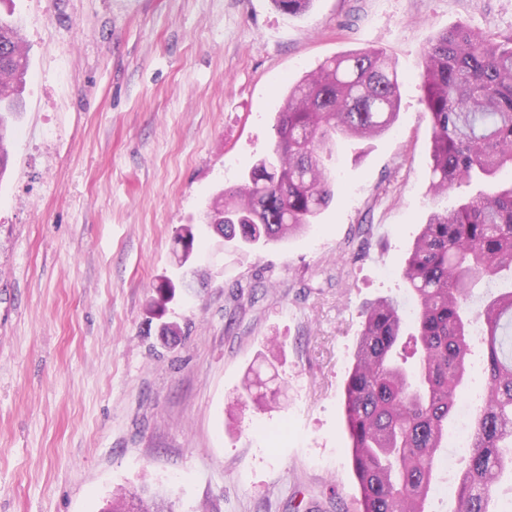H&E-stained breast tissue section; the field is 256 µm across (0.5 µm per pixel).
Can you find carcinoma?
Returning a JSON list of instances; mask_svg holds the SVG:
<instances>
[{"instance_id": "obj_1", "label": "carcinoma", "mask_w": 512, "mask_h": 512, "mask_svg": "<svg viewBox=\"0 0 512 512\" xmlns=\"http://www.w3.org/2000/svg\"><path fill=\"white\" fill-rule=\"evenodd\" d=\"M288 14L312 0H273ZM0 13V172L22 108L28 62L19 26ZM424 101L432 126L431 191L493 181L512 167V33L451 28L424 53ZM400 80L390 57L368 48L325 61L292 86L276 118L272 155L212 201L215 230L240 247L267 245L315 223L333 199L326 158L337 138H371L397 119ZM181 262L194 250L177 233ZM415 303L380 297L364 320L345 386L346 425L359 512H425L448 421L468 384L473 339L484 349L485 385L472 415L469 455L457 474L454 512H499L489 492L512 475V187L495 185L452 210L429 215L401 271ZM182 288L192 284L182 283ZM157 288L159 313L176 295ZM488 292L475 302V290ZM112 512H174L162 491H128Z\"/></svg>"}]
</instances>
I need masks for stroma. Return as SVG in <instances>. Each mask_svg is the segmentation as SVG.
<instances>
[{
  "mask_svg": "<svg viewBox=\"0 0 512 512\" xmlns=\"http://www.w3.org/2000/svg\"><path fill=\"white\" fill-rule=\"evenodd\" d=\"M0 9L20 18L30 71L0 178V512H99L145 482L175 512H355L344 389L361 309L405 296L431 209L481 191H430L423 51L459 24L512 32V0ZM369 47L402 76L398 120L338 142L334 199L304 234L225 251L199 217L268 153L289 84ZM186 224L201 283L159 316Z\"/></svg>",
  "mask_w": 512,
  "mask_h": 512,
  "instance_id": "1",
  "label": "stroma"
}]
</instances>
